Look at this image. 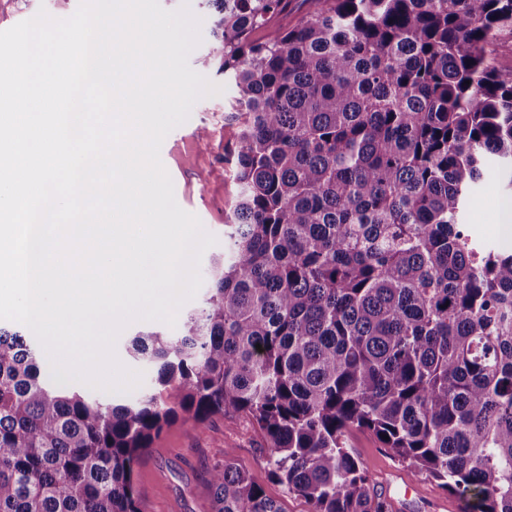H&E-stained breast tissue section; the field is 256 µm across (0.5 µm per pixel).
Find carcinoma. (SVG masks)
Masks as SVG:
<instances>
[{
	"instance_id": "cac0c4a2",
	"label": "carcinoma",
	"mask_w": 512,
	"mask_h": 512,
	"mask_svg": "<svg viewBox=\"0 0 512 512\" xmlns=\"http://www.w3.org/2000/svg\"><path fill=\"white\" fill-rule=\"evenodd\" d=\"M236 203L202 303L127 354L129 403L61 386L0 323V512H141L135 467L179 417L244 414L311 512H395L371 432L466 503L512 512V250L464 214L512 191V0H205ZM261 349H256V345ZM388 439H383V436ZM224 450L214 512H282Z\"/></svg>"
}]
</instances>
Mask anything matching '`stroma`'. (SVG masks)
<instances>
[{
  "mask_svg": "<svg viewBox=\"0 0 512 512\" xmlns=\"http://www.w3.org/2000/svg\"><path fill=\"white\" fill-rule=\"evenodd\" d=\"M159 2L168 11L189 6L200 18L201 42L191 52L189 65L223 88L221 94L198 100L189 119L174 128L160 148L161 162L175 187L176 203L196 215L204 230L217 239L202 256L201 263L206 266L224 250V222L235 201L232 164L224 158L225 147L234 136L233 128L224 122V105L231 92L224 89V76L209 57L213 18L202 0ZM78 4L79 0H0V31L33 17L42 8L55 18L70 17ZM201 128L210 134L204 144L196 137ZM505 205L496 184H489L470 205L467 221L476 225L486 242L510 249L512 238L500 235ZM348 447L364 463L375 486L393 498L397 512H464L457 496L425 475L410 471L371 433L352 431ZM228 448L236 464L283 512H310L305 498L288 493L271 478L264 438L243 415H218L202 423L183 416L165 429L135 468L142 512H209V474L214 464L223 461Z\"/></svg>",
  "mask_w": 512,
  "mask_h": 512,
  "instance_id": "35a3bbf8",
  "label": "stroma"
}]
</instances>
